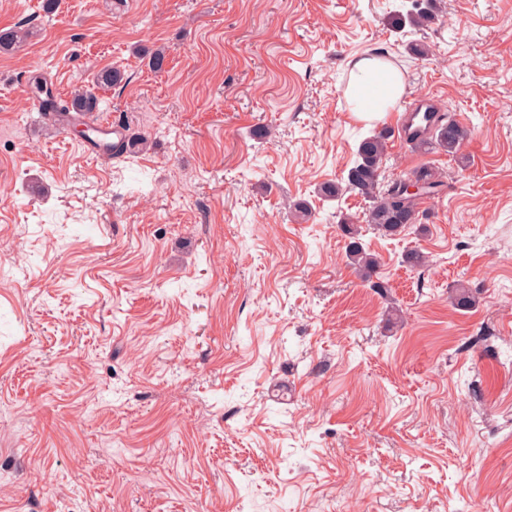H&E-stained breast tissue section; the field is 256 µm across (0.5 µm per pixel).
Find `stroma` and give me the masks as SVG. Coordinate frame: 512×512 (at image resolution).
I'll return each instance as SVG.
<instances>
[{
  "mask_svg": "<svg viewBox=\"0 0 512 512\" xmlns=\"http://www.w3.org/2000/svg\"><path fill=\"white\" fill-rule=\"evenodd\" d=\"M403 2L0 0V30L30 22L0 53V512H512V0L397 32ZM375 53L470 130L389 140L391 177L443 182L393 238L320 193L397 124L345 95ZM35 76L147 144L91 155ZM339 229L345 239V256L349 263L358 271V273L368 282L372 288L382 291L385 288L384 282L373 281V277L377 276L379 262L377 258L371 254L364 246L360 236L359 225L354 224L349 219H344L339 224Z\"/></svg>",
  "mask_w": 512,
  "mask_h": 512,
  "instance_id": "35a3bbf8",
  "label": "stroma"
}]
</instances>
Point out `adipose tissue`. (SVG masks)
I'll return each mask as SVG.
<instances>
[{
  "label": "adipose tissue",
  "instance_id": "1",
  "mask_svg": "<svg viewBox=\"0 0 512 512\" xmlns=\"http://www.w3.org/2000/svg\"><path fill=\"white\" fill-rule=\"evenodd\" d=\"M404 90L402 76L395 68L380 58L366 57L354 63L346 96L358 117L380 119L401 98Z\"/></svg>",
  "mask_w": 512,
  "mask_h": 512
}]
</instances>
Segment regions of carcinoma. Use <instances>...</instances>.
<instances>
[{"label":"carcinoma","mask_w":512,"mask_h":512,"mask_svg":"<svg viewBox=\"0 0 512 512\" xmlns=\"http://www.w3.org/2000/svg\"><path fill=\"white\" fill-rule=\"evenodd\" d=\"M436 20L431 0H412V9L405 14L392 16L391 25L402 30L406 24L427 26ZM28 36L25 23L0 32V52H9ZM124 74L117 66L101 70L95 76V83L107 87L120 84ZM74 112L90 113L98 108L96 96L82 88L75 90L70 102ZM426 131L413 135L416 147L429 149L440 148L448 154H455L461 143L467 138V129L448 112L435 110L426 113L424 118ZM391 138V129L382 127L362 139L355 152V160L347 170L346 176L336 183H327L322 193L327 197H340L346 192L356 193L371 202L367 215L368 224L372 225L382 236L392 237L402 233L407 227L418 223L415 196L405 190L402 180L385 179L384 162L387 143ZM147 143L144 136L137 135L126 142L109 146V153L121 156L127 150ZM413 177L427 194L435 195L442 187L441 180L431 168H422L413 173ZM345 239V256L349 263L371 286L379 291L385 288L384 282L373 280L377 275L379 262L364 246L359 225L346 219L339 224Z\"/></svg>","instance_id":"cac0c4a2"}]
</instances>
